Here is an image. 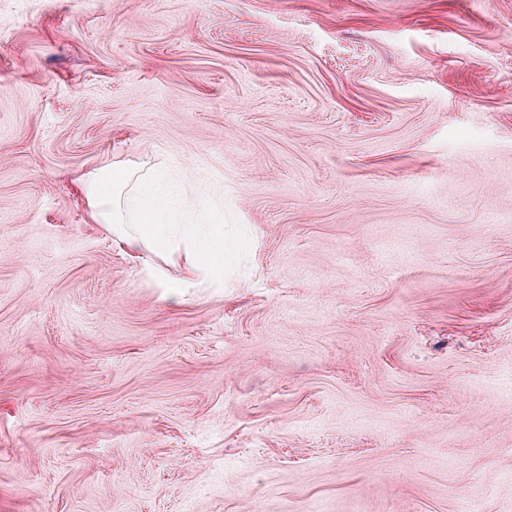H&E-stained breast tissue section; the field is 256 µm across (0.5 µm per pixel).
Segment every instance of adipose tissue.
<instances>
[{
  "label": "adipose tissue",
  "instance_id": "obj_1",
  "mask_svg": "<svg viewBox=\"0 0 512 512\" xmlns=\"http://www.w3.org/2000/svg\"><path fill=\"white\" fill-rule=\"evenodd\" d=\"M82 192L91 220L105 225L117 241L133 248L191 245L192 275L203 282L223 278V230L215 224L174 223L180 196L162 190L153 174L135 181L129 168L109 162L83 180Z\"/></svg>",
  "mask_w": 512,
  "mask_h": 512
}]
</instances>
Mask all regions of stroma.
Returning a JSON list of instances; mask_svg holds the SVG:
<instances>
[{"instance_id":"stroma-1","label":"stroma","mask_w":512,"mask_h":512,"mask_svg":"<svg viewBox=\"0 0 512 512\" xmlns=\"http://www.w3.org/2000/svg\"><path fill=\"white\" fill-rule=\"evenodd\" d=\"M0 512H512V0H0ZM130 179L129 168L109 162L82 181L91 220L105 224L114 239L132 248L141 245L160 249L167 244H190L195 254L190 271L199 278L198 282L222 280L224 231L216 224H174L172 218L178 209L182 188L175 183V194L165 192L150 172L137 181L134 193L114 207L113 196Z\"/></svg>"}]
</instances>
